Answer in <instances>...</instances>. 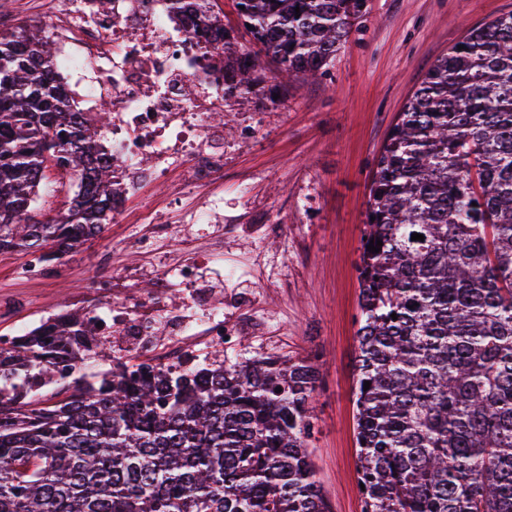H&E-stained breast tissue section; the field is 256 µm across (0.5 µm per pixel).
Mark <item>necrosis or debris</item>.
<instances>
[{
	"mask_svg": "<svg viewBox=\"0 0 512 512\" xmlns=\"http://www.w3.org/2000/svg\"><path fill=\"white\" fill-rule=\"evenodd\" d=\"M61 5V11L39 15L58 45L60 62L50 75L78 88L85 111H93L98 98L109 103L103 138L112 159L113 223L125 221L145 185L181 166L203 197L188 223L223 219V201L209 192L224 174V134L210 124L212 113L224 109L223 46L205 45L196 28L175 23L172 0H112L105 10L97 0ZM180 245L186 256L162 268V286L194 288L202 297L223 287L219 238L202 246L184 238ZM198 249L208 254L207 263L189 259ZM164 316L176 335L200 330L217 346L237 334L217 305H208L192 324L178 322L171 310Z\"/></svg>",
	"mask_w": 512,
	"mask_h": 512,
	"instance_id": "necrosis-or-debris-1",
	"label": "necrosis or debris"
}]
</instances>
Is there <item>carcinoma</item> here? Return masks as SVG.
<instances>
[{
	"mask_svg": "<svg viewBox=\"0 0 512 512\" xmlns=\"http://www.w3.org/2000/svg\"><path fill=\"white\" fill-rule=\"evenodd\" d=\"M197 5L224 45L225 88L244 92L262 55L286 79L323 74L367 14V0H235L251 54ZM54 60L42 30L0 32V252L46 261L112 212V162L46 77ZM47 154L78 191L34 222ZM357 270L362 512H512V14L469 30L399 113ZM105 345L67 312L0 348V512H331L305 442L312 362L129 358L90 381L81 364ZM56 378L47 405L32 389Z\"/></svg>",
	"mask_w": 512,
	"mask_h": 512,
	"instance_id": "1",
	"label": "carcinoma"
}]
</instances>
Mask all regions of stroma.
<instances>
[{
  "instance_id": "35a3bbf8",
  "label": "stroma",
  "mask_w": 512,
  "mask_h": 512,
  "mask_svg": "<svg viewBox=\"0 0 512 512\" xmlns=\"http://www.w3.org/2000/svg\"><path fill=\"white\" fill-rule=\"evenodd\" d=\"M512 13V0H369V11L325 73L276 90L224 101V180L213 185L225 214L239 215L224 237L225 321L242 322L224 351L231 367L261 357L316 358L317 420L308 440L315 479L332 512H361L357 486L353 389L359 361L361 230L375 159L391 124L427 70L466 32ZM146 201L171 226H188L199 205L186 169L150 185ZM138 215L107 224L74 252L24 274L27 256L0 252V336L16 335L57 313L115 304L138 317L142 307H197L187 289L157 292L156 256L136 252ZM143 269L111 298L92 281L100 272Z\"/></svg>"
}]
</instances>
